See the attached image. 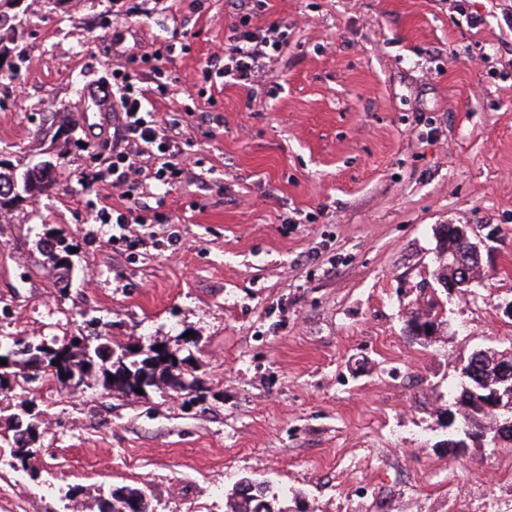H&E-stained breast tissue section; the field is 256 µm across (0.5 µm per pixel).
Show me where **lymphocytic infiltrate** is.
Here are the masks:
<instances>
[{
  "instance_id": "f902f5d3",
  "label": "lymphocytic infiltrate",
  "mask_w": 512,
  "mask_h": 512,
  "mask_svg": "<svg viewBox=\"0 0 512 512\" xmlns=\"http://www.w3.org/2000/svg\"><path fill=\"white\" fill-rule=\"evenodd\" d=\"M236 9L239 20L224 46L221 75L225 83L248 88L270 74L272 63L288 43V32L277 25H254L252 14L242 2ZM97 87L114 118L112 158L83 174L81 185L98 194L110 188L121 189L127 204L121 209L97 210L95 221L124 229L135 224L164 223L165 214L149 203L151 187L156 182L166 184L181 178L183 125L175 118L157 119L155 103L125 70L113 69L111 79L99 80Z\"/></svg>"
}]
</instances>
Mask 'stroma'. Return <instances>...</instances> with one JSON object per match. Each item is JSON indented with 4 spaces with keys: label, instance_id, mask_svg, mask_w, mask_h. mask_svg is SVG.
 <instances>
[{
    "label": "stroma",
    "instance_id": "obj_1",
    "mask_svg": "<svg viewBox=\"0 0 512 512\" xmlns=\"http://www.w3.org/2000/svg\"><path fill=\"white\" fill-rule=\"evenodd\" d=\"M249 6L288 29L251 90L202 77L236 21L226 0H20L0 156L51 162L55 184L0 212V341L159 343L196 385L0 389V425L26 405L42 419L37 453L0 462V512H98L120 487L153 512H224L245 478L280 512H512V443L449 447L445 419L470 356L512 345V0ZM116 64L178 115L207 180L167 186L154 249L113 242L78 183L112 155L111 118L79 124L82 86ZM448 224L481 255L449 292ZM428 314L433 334H409ZM457 229L460 228H453L450 224H448L447 230L444 235H442L440 241V271L438 276L439 280L445 285H448V282L451 281L453 277L452 268L448 266V253H465L469 250L470 243L468 239L460 236Z\"/></svg>",
    "mask_w": 512,
    "mask_h": 512
}]
</instances>
